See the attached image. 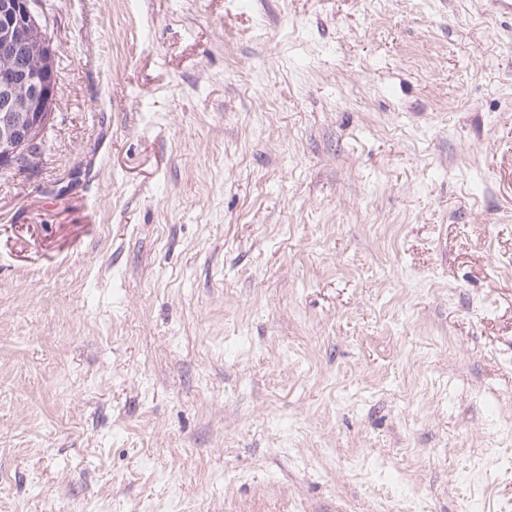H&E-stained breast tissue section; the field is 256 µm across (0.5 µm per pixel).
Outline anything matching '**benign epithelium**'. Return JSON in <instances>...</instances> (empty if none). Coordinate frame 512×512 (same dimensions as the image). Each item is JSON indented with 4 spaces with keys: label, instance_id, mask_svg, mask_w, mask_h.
Masks as SVG:
<instances>
[{
    "label": "benign epithelium",
    "instance_id": "benign-epithelium-1",
    "mask_svg": "<svg viewBox=\"0 0 512 512\" xmlns=\"http://www.w3.org/2000/svg\"><path fill=\"white\" fill-rule=\"evenodd\" d=\"M38 0H0V171L45 147L58 96L56 52Z\"/></svg>",
    "mask_w": 512,
    "mask_h": 512
}]
</instances>
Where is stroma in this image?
<instances>
[{"instance_id": "stroma-1", "label": "stroma", "mask_w": 512, "mask_h": 512, "mask_svg": "<svg viewBox=\"0 0 512 512\" xmlns=\"http://www.w3.org/2000/svg\"><path fill=\"white\" fill-rule=\"evenodd\" d=\"M0 173V512H512V14L43 0ZM41 20L37 0L0 1V171H20L24 159L43 150L54 117L56 52Z\"/></svg>"}]
</instances>
